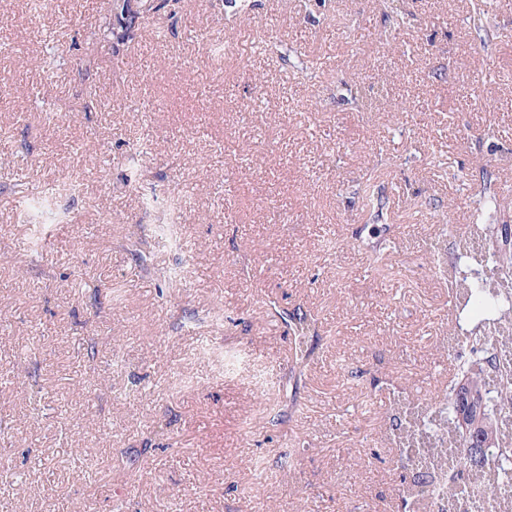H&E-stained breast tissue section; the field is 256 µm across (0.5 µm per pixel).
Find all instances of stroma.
Masks as SVG:
<instances>
[{
  "instance_id": "35a3bbf8",
  "label": "stroma",
  "mask_w": 512,
  "mask_h": 512,
  "mask_svg": "<svg viewBox=\"0 0 512 512\" xmlns=\"http://www.w3.org/2000/svg\"><path fill=\"white\" fill-rule=\"evenodd\" d=\"M102 2L0 0V512H402L392 387L434 394L441 350L468 355L448 273L484 174L512 192V0L482 37L477 0H397L392 48L378 0H182L117 54L91 35ZM274 38L326 59L308 89L261 54ZM62 178L53 215L17 203ZM171 186L175 247L142 202ZM373 234L393 281L349 247ZM183 263L188 285L154 273ZM287 313L315 329L300 365Z\"/></svg>"
}]
</instances>
